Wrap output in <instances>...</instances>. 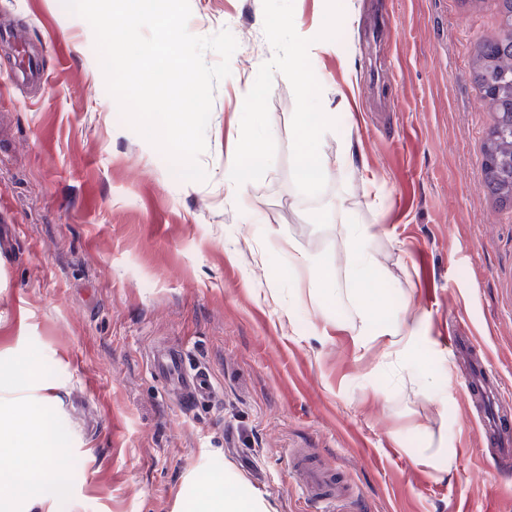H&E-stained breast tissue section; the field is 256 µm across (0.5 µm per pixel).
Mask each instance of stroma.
<instances>
[{
    "label": "stroma",
    "mask_w": 512,
    "mask_h": 512,
    "mask_svg": "<svg viewBox=\"0 0 512 512\" xmlns=\"http://www.w3.org/2000/svg\"><path fill=\"white\" fill-rule=\"evenodd\" d=\"M337 39L318 40L326 0H294L321 107L320 150L351 169L302 195L292 177V87L275 74L276 145L263 178L224 181L239 99L274 51L262 0H190L196 36L238 47L215 87L203 182L178 176L108 94L90 25L61 0H0L44 85L0 90V362L37 360L0 389L71 455L62 496L0 498V512H178L185 484L223 472L260 512H313L289 479L310 448L352 486L353 512H512V458L485 441L466 401L471 331L512 383V206L483 181L494 122L470 64L497 37L496 0H341ZM374 225L371 285L420 326L422 369L398 373L385 340L349 329L348 222ZM296 247L336 269L320 289L288 268ZM205 367L213 393L182 408L152 373L160 352ZM429 377L439 397L422 395Z\"/></svg>",
    "instance_id": "stroma-1"
}]
</instances>
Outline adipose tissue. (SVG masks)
<instances>
[{
	"label": "adipose tissue",
	"instance_id": "obj_1",
	"mask_svg": "<svg viewBox=\"0 0 512 512\" xmlns=\"http://www.w3.org/2000/svg\"><path fill=\"white\" fill-rule=\"evenodd\" d=\"M375 238L371 225L345 227L348 279L358 287L354 331L367 344L385 339V356L391 365L411 371L418 363L414 349L416 323L408 321L403 313L381 309L373 289L366 286L375 265ZM1 420L20 430L22 439L0 444V496L37 498L48 491L61 493L65 480L53 463L55 451L42 446L38 429L28 427L23 410H15ZM190 504L191 512H254L253 505L238 492L225 489L220 480L196 483Z\"/></svg>",
	"mask_w": 512,
	"mask_h": 512
}]
</instances>
